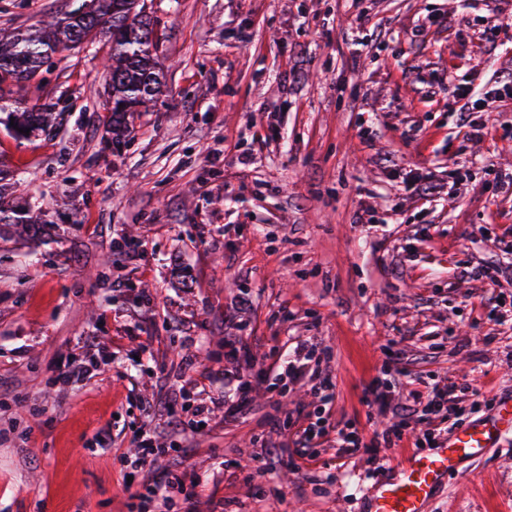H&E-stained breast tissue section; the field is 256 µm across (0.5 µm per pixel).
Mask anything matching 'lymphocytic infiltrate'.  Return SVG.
<instances>
[{
	"mask_svg": "<svg viewBox=\"0 0 512 512\" xmlns=\"http://www.w3.org/2000/svg\"><path fill=\"white\" fill-rule=\"evenodd\" d=\"M455 101L461 102L460 120L466 136L479 139L488 133L486 123L472 119V111H491L495 103L512 98V80L502 81L483 91H476L472 81L462 80L453 89ZM322 349L311 340H299L292 346L283 362H272L268 368L255 370L248 347L235 336L224 339V414L236 417L250 411L252 394L256 387L269 378L271 373L283 372L289 384L307 387L311 400L299 404L286 416L285 426L297 427L298 436L292 442L291 453L300 459L314 461L310 447L313 441L334 439L343 453L355 455L366 453L378 457L382 446L391 445L393 439L402 438L406 429L414 425L423 426L422 435L416 436L413 445L417 448H433L437 445V433L432 428L434 421L461 418L462 401H469L470 413L490 408L488 399L480 389L467 383L455 381L446 384H430L415 379L412 388L400 392L388 378H375L366 388L365 399L378 415H391L397 422L384 430L379 438L364 442L357 431L347 426L330 424L326 418L328 406L334 398V385L321 374ZM155 512H207L209 500L203 497L202 482L193 470L179 467L166 469L146 487Z\"/></svg>",
	"mask_w": 512,
	"mask_h": 512,
	"instance_id": "f902f5d3",
	"label": "lymphocytic infiltrate"
}]
</instances>
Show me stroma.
Instances as JSON below:
<instances>
[{"instance_id": "35a3bbf8", "label": "stroma", "mask_w": 512, "mask_h": 512, "mask_svg": "<svg viewBox=\"0 0 512 512\" xmlns=\"http://www.w3.org/2000/svg\"><path fill=\"white\" fill-rule=\"evenodd\" d=\"M71 2L0 0V28ZM146 3L166 85L122 153L105 146L107 41L53 54L37 81L1 96L30 106L66 91L73 109L28 140L0 127V165L56 225L44 245L0 248V512H128L127 485L152 471L120 460L144 423L137 399L161 407L190 376L212 402L183 464L213 512H361L384 474L367 455L322 445L302 481L265 451L306 389L258 388L249 413L225 417L224 315L235 312L260 365L308 337L326 347L331 420L367 440L389 425L365 389L391 349L407 376L512 393V327L482 313L491 288L461 275L512 261L489 232L512 225V197L487 187L512 172V99L470 140L448 82L512 78V26L496 47L482 38L485 17L512 0ZM438 15L447 26L416 36ZM399 169L461 180L425 199L404 191ZM362 210L376 227L357 223ZM127 238L143 243L140 260L126 258ZM89 336L97 374L55 383L56 361L84 356ZM250 469L264 475L248 485ZM430 512H512V436L450 474Z\"/></svg>"}]
</instances>
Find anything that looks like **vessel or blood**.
<instances>
[{
    "instance_id": "vessel-or-blood-1",
    "label": "vessel or blood",
    "mask_w": 512,
    "mask_h": 512,
    "mask_svg": "<svg viewBox=\"0 0 512 512\" xmlns=\"http://www.w3.org/2000/svg\"><path fill=\"white\" fill-rule=\"evenodd\" d=\"M512 433V394L500 397L495 411L444 437L435 448L406 452L392 476L367 489L364 512H429L449 473L474 461Z\"/></svg>"
}]
</instances>
